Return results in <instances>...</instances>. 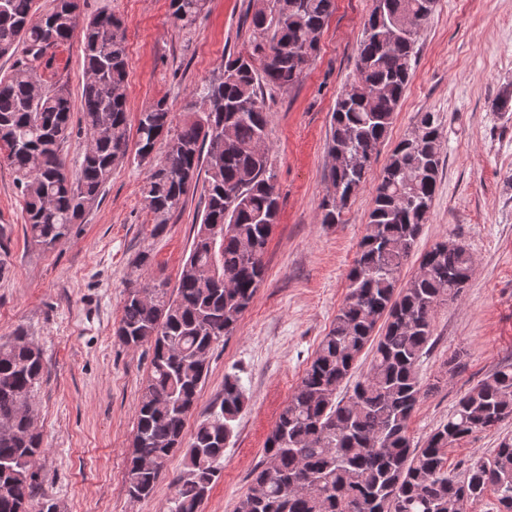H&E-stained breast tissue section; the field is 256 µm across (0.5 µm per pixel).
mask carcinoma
<instances>
[{
	"instance_id": "cac0c4a2",
	"label": "carcinoma",
	"mask_w": 512,
	"mask_h": 512,
	"mask_svg": "<svg viewBox=\"0 0 512 512\" xmlns=\"http://www.w3.org/2000/svg\"><path fill=\"white\" fill-rule=\"evenodd\" d=\"M253 13L249 49L224 62L176 115L158 100L139 113L134 158L150 164L145 207L162 228L186 197L203 187L205 207L193 227L176 290L147 277L125 292L115 332L130 349L151 350L150 374L138 400L127 460L128 494L146 498L167 458L183 452L170 512H200L218 480L224 448L244 410L239 378L224 376V393L184 441L214 345L233 334L265 275L264 255L277 222L279 194L268 141L264 90L295 85L320 49L334 0H270ZM205 0H170L189 34ZM436 0H384L364 22L350 94L338 95L330 118V190L321 223L342 224L365 186L373 156L387 136L409 82L421 29ZM82 26L86 80L81 93L86 136L95 140L71 176L61 156L73 111L63 88H43L39 67L48 49ZM22 58L0 76V154L7 160L25 213V230L52 249L70 234L129 159L125 88L130 59L121 22L112 14L81 18L80 0H0V58ZM442 120L420 112L394 147L374 186L366 232L348 275V291L300 382L269 431L264 459L236 512H461L487 489L496 512H512V438L470 460L462 476L448 473L445 450L478 431L512 419V364L496 368L465 392L421 448L410 419L427 390L417 374L428 350L436 308L457 299L472 278L469 249L442 240L420 256L418 271L400 285L405 262L428 222L441 167ZM376 341L365 374L338 397L365 346ZM22 331L0 343V512H29L39 484L33 470L42 437L18 412L44 375L41 350Z\"/></svg>"
}]
</instances>
